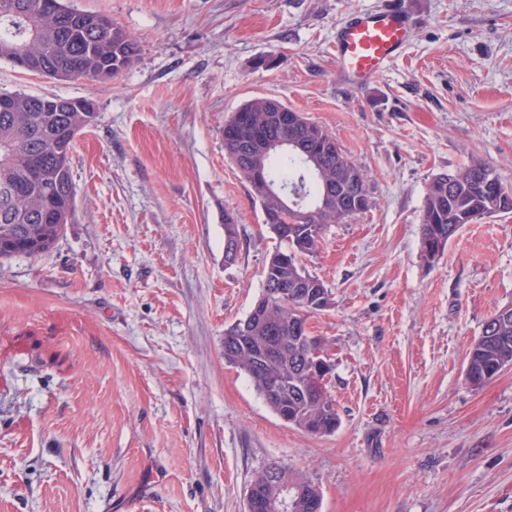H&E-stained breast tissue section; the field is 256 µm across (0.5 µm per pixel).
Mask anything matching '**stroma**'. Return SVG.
<instances>
[{"label": "stroma", "mask_w": 512, "mask_h": 512, "mask_svg": "<svg viewBox=\"0 0 512 512\" xmlns=\"http://www.w3.org/2000/svg\"><path fill=\"white\" fill-rule=\"evenodd\" d=\"M390 3L416 18L403 56L345 83L338 24ZM71 5L138 53L105 81L0 62V92L96 112L71 156L75 222L52 253L0 264V512H246L272 462L307 472L322 512H512V367L464 377L512 303V213L420 257L436 174L478 159L512 187V0ZM256 97L325 128L369 190V210L302 259L332 291L310 318L333 361L327 435L281 421L224 359L279 245L224 152L225 121Z\"/></svg>", "instance_id": "1"}]
</instances>
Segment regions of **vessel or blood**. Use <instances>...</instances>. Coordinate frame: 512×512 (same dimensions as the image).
I'll return each mask as SVG.
<instances>
[{"label": "vessel or blood", "mask_w": 512, "mask_h": 512, "mask_svg": "<svg viewBox=\"0 0 512 512\" xmlns=\"http://www.w3.org/2000/svg\"><path fill=\"white\" fill-rule=\"evenodd\" d=\"M412 18L398 7L348 16L337 28L336 64L340 77L367 84L380 77L407 45Z\"/></svg>", "instance_id": "1"}]
</instances>
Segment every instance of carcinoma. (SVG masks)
Here are the masks:
<instances>
[{
  "label": "carcinoma",
  "mask_w": 512,
  "mask_h": 512,
  "mask_svg": "<svg viewBox=\"0 0 512 512\" xmlns=\"http://www.w3.org/2000/svg\"><path fill=\"white\" fill-rule=\"evenodd\" d=\"M101 14L70 8L63 0H0V61L59 81L99 78L105 63L112 62V74L128 67L137 46L115 25L101 26ZM5 109L0 110V196L15 191L11 202L0 201V262L18 256L34 257L49 253L74 223L76 190L70 159L76 135L90 125L93 112H58L48 104L50 97L7 93ZM260 98L246 102L224 123V146L243 145L238 153L237 170L248 183L262 208L274 212L277 205L257 189L255 171L267 175L275 186L300 181L308 200L322 192V184L307 171V162L297 156L281 155L275 160L248 149L260 135L271 139L300 138L314 151L326 179L349 162L336 139L323 127L307 123L302 128L285 129L275 112H266ZM512 197L490 165L474 160L458 169L453 184L436 176L430 182L421 214L420 252L425 263L436 261L438 246H447L463 223L468 211L494 214L499 202ZM369 209V192L364 175L358 183L339 184L336 205L319 211L310 222L299 215H281L279 223L295 233L290 241L277 235L281 246L271 254L265 268L259 301L269 299L271 290L285 284L293 288L302 278V257L314 254L325 228ZM303 293L288 304L273 303L269 318L248 324L247 335L238 333L235 323L224 331V359L243 371L276 416L288 413V424L315 435L330 434L339 417L329 391L312 393L306 388V373L316 357L305 342L293 334L296 313H307L306 291L323 288L324 283L304 281ZM465 364L480 386L485 374L512 366V314L508 322L495 325L487 320L473 342ZM279 478L288 479L293 512H315L321 496L306 474L275 465ZM282 488L264 468L255 473L248 486L247 501L253 512H267L266 506L280 498Z\"/></svg>",
  "instance_id": "obj_1"
}]
</instances>
